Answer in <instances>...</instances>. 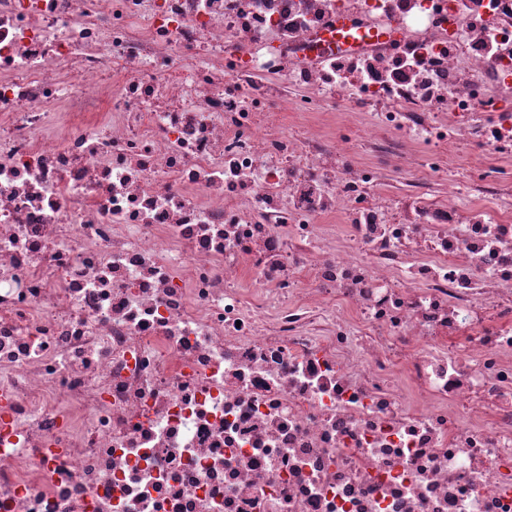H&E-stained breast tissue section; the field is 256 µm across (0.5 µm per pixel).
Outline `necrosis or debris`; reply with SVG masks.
<instances>
[{
    "mask_svg": "<svg viewBox=\"0 0 512 512\" xmlns=\"http://www.w3.org/2000/svg\"><path fill=\"white\" fill-rule=\"evenodd\" d=\"M0 512H512V0H0Z\"/></svg>",
    "mask_w": 512,
    "mask_h": 512,
    "instance_id": "obj_1",
    "label": "necrosis or debris"
}]
</instances>
